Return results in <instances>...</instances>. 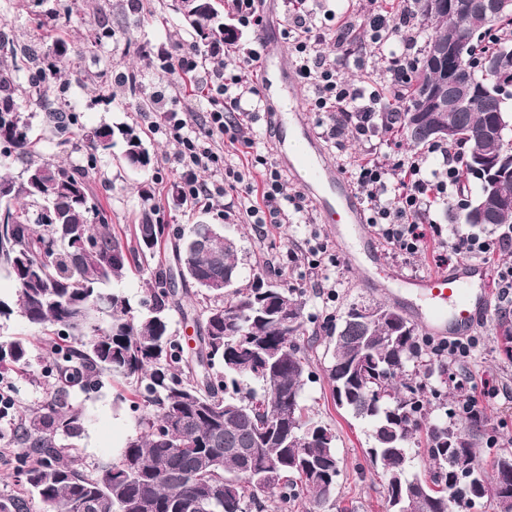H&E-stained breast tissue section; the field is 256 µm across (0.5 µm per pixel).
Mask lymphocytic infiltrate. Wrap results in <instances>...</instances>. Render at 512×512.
Segmentation results:
<instances>
[{
	"label": "lymphocytic infiltrate",
	"mask_w": 512,
	"mask_h": 512,
	"mask_svg": "<svg viewBox=\"0 0 512 512\" xmlns=\"http://www.w3.org/2000/svg\"><path fill=\"white\" fill-rule=\"evenodd\" d=\"M305 0H283L285 11L292 19L285 36L293 47L294 63L299 76L312 88L315 111L326 112L331 120L323 134L328 139L339 138L345 129H352L359 140H368L371 127L382 105L390 94L384 91L364 93L356 84L343 81L341 69L351 58L357 57L359 41L351 39L350 24H339L330 33L314 31L302 7ZM411 22L414 13L404 7L402 13L388 8L371 13L366 21L369 41L381 52L394 85H405L416 68V58L409 43L389 47L395 17ZM333 41L336 58L327 61L317 46ZM220 46H213L209 57L203 58L191 47H179L165 60V71L178 77H194L206 72L214 93L209 100L208 118L202 126L194 127L175 114L164 118V127L182 146L176 163L183 176L182 194L185 199L200 202L211 199L214 192L231 190L247 201V214L256 211L252 201L261 198L270 223L286 224L290 214L304 208V196L291 188L285 178L262 155L249 159L250 168L259 172L258 177L234 173L231 183L209 184L205 173L216 171L224 157L217 138L233 127L232 115L241 111L243 103L260 99L256 66L260 60L258 48H250L239 74L226 77L225 66L220 61ZM429 154H435L438 167L428 170L427 157H418L408 163L403 178L389 182L390 162L387 155L364 153L354 163L357 195L368 212V222L380 241L391 248L393 257L409 260L418 253L427 232L438 236V249L452 259H470L477 256L512 248V225H500L497 234L480 236L456 231L446 236L441 225H429L428 218L433 203L453 195L459 189L462 155L459 151L442 145H432Z\"/></svg>",
	"instance_id": "lymphocytic-infiltrate-1"
}]
</instances>
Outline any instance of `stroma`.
Segmentation results:
<instances>
[{
	"label": "stroma",
	"mask_w": 512,
	"mask_h": 512,
	"mask_svg": "<svg viewBox=\"0 0 512 512\" xmlns=\"http://www.w3.org/2000/svg\"><path fill=\"white\" fill-rule=\"evenodd\" d=\"M377 6V0H307L305 4L312 24L321 30L334 20L360 23ZM49 9L57 14L58 39L66 42L72 54L68 68L48 97L47 107L31 110L32 133L44 139L47 156L88 166L89 183L116 231L131 233L147 204L155 207L160 223L176 229L185 230L198 222L222 225L226 234L238 241L240 285L274 279L299 295L305 334L314 340L309 349L312 377L305 387L304 403L333 429L336 451L343 461L336 502L328 512H386V481L365 454L371 445V429L333 401L327 378L329 336L324 328L327 320H339L351 304L379 303L382 295L365 287L344 259L327 270L330 281L336 284L332 297L308 276L306 264L283 263L282 257L289 251L309 256L315 243H327L331 253H339L335 238L320 223L315 208L275 228L251 223L232 194L213 197L201 206L184 202L174 161L179 146L158 124L166 111L189 112L196 123H203L211 90L205 78L185 86L160 69L165 53L193 40L176 0H0V34L33 49L36 55L53 57L56 39L48 38L37 27L39 14ZM107 28L112 31L108 37L103 34ZM91 42L97 43L96 52H84V45ZM132 74L137 77L133 85L128 82ZM341 76L368 91L384 89L391 83L372 44L359 60L348 63ZM67 111L75 113L79 122L66 132H57L51 115ZM103 124L136 128L151 156L150 165L129 166L123 158L125 143L119 136L109 153L94 154L89 134ZM370 144L394 161L420 153L395 127L378 128L367 144L356 141L348 131L338 140L327 141L326 147L337 164L347 167ZM146 185L152 190L147 201L140 193ZM504 308L512 312V303L493 301L487 319L477 327L480 344L473 359L459 368L480 386L512 387V362L503 358L497 336ZM19 337L30 341L38 367L28 375L10 371L0 377L11 383L15 408L21 411L40 403L51 377L44 361L46 350L40 328L16 315L0 321V342ZM74 399L84 413L83 431L75 439V446L92 464L118 459L135 426L126 381L103 376L97 390L76 393Z\"/></svg>",
	"instance_id": "obj_1"
}]
</instances>
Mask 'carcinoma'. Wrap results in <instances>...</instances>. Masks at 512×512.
<instances>
[{"label":"carcinoma","instance_id":"obj_1","mask_svg":"<svg viewBox=\"0 0 512 512\" xmlns=\"http://www.w3.org/2000/svg\"><path fill=\"white\" fill-rule=\"evenodd\" d=\"M188 26L202 40L234 37L216 24L218 13L206 0H195ZM415 8L433 26L414 81L403 98L411 99L417 84L434 74L426 67L435 40L453 37L456 30L444 17H431L424 0ZM68 47L55 50L51 62L18 50L0 36V102L17 104L18 95L39 104L57 85L67 67ZM33 62L27 87L17 73ZM471 81L484 91V101L461 112H429L428 123L452 126L461 137L447 141L463 152L462 196L471 194L473 165L478 154L503 161L489 190L500 207L488 215L484 228L512 218V85L502 88L504 75L490 74L475 60L464 62ZM400 126L409 144H432L423 130L410 128L409 112L400 113ZM114 130L103 125L93 131V148L112 149ZM125 161L134 167L150 164L139 135L122 130ZM0 154L25 160L19 178L0 175V277L15 285L16 296L0 297V319L18 315L29 324L52 331L47 346L56 377L38 407L26 409L4 432L3 446L12 449L14 477L25 496L0 499V512H197L196 501L213 487L224 492L214 512H266L275 498L279 512H324L336 495L342 471L336 434L309 411L302 400L309 377L302 302L291 288L238 284L237 248L212 240L213 251L196 247L195 238L212 233L209 224H194L187 235L171 236L169 226L152 236L156 210L142 209L132 237L112 230L110 218L89 185L86 169L44 156L29 138L28 117L10 120L0 112ZM93 208L95 220H87ZM90 248L80 247L82 240ZM161 251L171 264L152 269L146 278V310L110 285L130 273L145 271L143 262ZM185 265L203 289L193 308L203 332L190 352L173 336L169 312L179 306L173 265ZM203 279H222L226 287L212 290ZM288 308L292 324L278 320ZM363 305H354L334 328L332 362L328 369L333 400L354 418L372 426L371 462L386 475L387 512H448L455 505L490 504L493 512H512V484L495 488L500 473L512 472V451L482 461L479 442L487 419L479 414L469 426L446 420L425 423L431 399H459L443 366L444 389L428 382L431 372L417 348V327L397 307L381 304L368 325L358 322ZM500 350L512 360V319L502 316ZM0 367L27 374L34 371L31 344L24 338L0 342ZM104 374L129 381L130 394L142 404L136 431L127 439L118 460L89 465L69 440L83 430V411L71 388H94ZM258 388H253V385ZM423 448L433 488L413 483V461L403 448ZM201 454L218 461L199 465ZM479 465L478 486L456 489V468Z\"/></svg>","mask_w":512,"mask_h":512}]
</instances>
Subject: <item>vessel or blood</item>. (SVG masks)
<instances>
[{"label": "vessel or blood", "mask_w": 512, "mask_h": 512, "mask_svg": "<svg viewBox=\"0 0 512 512\" xmlns=\"http://www.w3.org/2000/svg\"><path fill=\"white\" fill-rule=\"evenodd\" d=\"M297 79L287 55L263 42L260 61L261 97L266 104L288 98L297 103ZM281 131L275 146L289 178L314 204L320 220L335 231L339 243L348 248L351 266L362 260L377 261L381 253L369 229L361 201L351 189L346 174L331 162L319 143L313 127L297 110L277 116ZM396 291L393 301H400V288H412L417 300L411 313L424 331L432 336L463 338L474 331L479 318L488 315L491 293L486 285L483 263L460 260L448 270L421 277L399 274L390 278Z\"/></svg>", "instance_id": "b4317fda"}]
</instances>
